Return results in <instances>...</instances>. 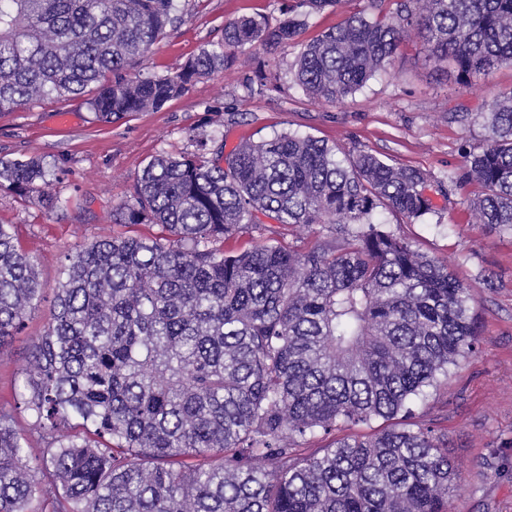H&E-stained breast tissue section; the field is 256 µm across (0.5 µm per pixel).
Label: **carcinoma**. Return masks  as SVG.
<instances>
[{
    "label": "carcinoma",
    "instance_id": "carcinoma-1",
    "mask_svg": "<svg viewBox=\"0 0 512 512\" xmlns=\"http://www.w3.org/2000/svg\"><path fill=\"white\" fill-rule=\"evenodd\" d=\"M177 2L0 0V111L87 91L102 122L158 110L246 51L296 40L340 0H297L275 28L227 21L178 71H137ZM384 2L302 44L295 81L307 95H354L414 36L464 84L512 66V0ZM452 119L488 138L449 182L477 183L479 223L512 230V89ZM193 140L192 152L152 157L114 210L115 223L166 236L67 252L17 403L0 405V512H35L36 499L51 512H452L448 435L406 418L478 349L474 299L381 220L435 214L430 177L294 132L229 152L218 136ZM51 182L43 158L0 157V189L53 210L64 202ZM264 218L325 234L224 253V239ZM44 290L0 224V354ZM19 408L43 444L36 460ZM375 419L388 425L355 431ZM319 435L334 440L300 448Z\"/></svg>",
    "mask_w": 512,
    "mask_h": 512
}]
</instances>
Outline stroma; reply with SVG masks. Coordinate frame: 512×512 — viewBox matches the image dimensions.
Returning <instances> with one entry per match:
<instances>
[{"instance_id":"obj_1","label":"stroma","mask_w":512,"mask_h":512,"mask_svg":"<svg viewBox=\"0 0 512 512\" xmlns=\"http://www.w3.org/2000/svg\"><path fill=\"white\" fill-rule=\"evenodd\" d=\"M295 0H180L181 23L167 28L143 68L166 74L220 42L226 21L264 16L269 26L284 19ZM366 0H342L313 15L298 43L274 53L240 56L214 75L192 82L185 93L156 112L110 124L97 122L83 99L47 98L0 111V157L38 156L55 170L51 191L64 207L48 210L0 189V224L12 225L20 248L36 259L46 289L12 346L0 354V404L13 401L29 345L53 305L63 254L75 244L122 233L113 210L129 198L136 176L151 157L193 150L192 134L223 135L227 147L283 131L313 135L353 152L368 150L391 164L408 165L442 180L461 172L466 150L482 146L481 126L453 122L451 112L483 111L499 92L512 89V67L467 87L438 69L418 40L403 45L388 72L376 75L352 97L336 103L310 98L294 80L300 45L365 8ZM74 114L62 129L57 114ZM474 184L449 185L434 195L437 213L426 223H406L384 213L388 228L428 256L448 264L474 298L472 315L481 346L458 361L448 380L426 402L413 404L415 423L446 433L460 479L452 492L454 512H512V231L478 223ZM227 238L226 253L249 249L259 236L301 246L321 226L288 227L266 221Z\"/></svg>"}]
</instances>
